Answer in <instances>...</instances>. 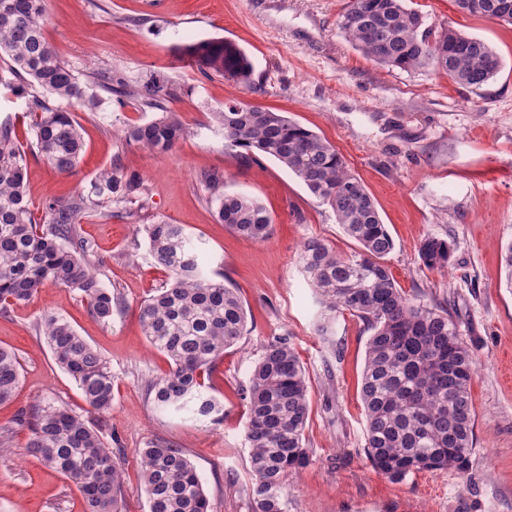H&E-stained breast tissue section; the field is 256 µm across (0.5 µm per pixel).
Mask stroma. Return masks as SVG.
Returning a JSON list of instances; mask_svg holds the SVG:
<instances>
[{"instance_id":"1","label":"stroma","mask_w":512,"mask_h":512,"mask_svg":"<svg viewBox=\"0 0 512 512\" xmlns=\"http://www.w3.org/2000/svg\"><path fill=\"white\" fill-rule=\"evenodd\" d=\"M348 0H47L48 42L97 90L112 71L129 84L158 76L173 91L166 106L191 130L171 151L125 145L119 131L157 117L132 99L103 94L93 112H77L85 142L71 172L61 174L30 151L33 135L22 99L0 85V123H12L28 152L25 181L42 218L46 199L89 186L117 165L137 174L134 204L111 218L84 217L81 233L99 262V278L125 305L98 320L70 289L46 284L30 301L0 314V346L15 351L20 383L0 405V512H86L75 484L26 449L21 412L41 401L88 410L75 381L56 364L36 324L55 315L112 366L107 428L123 471L122 512H149L140 448L164 442L194 465L212 512H252L250 449L243 388L263 345L289 336L310 381L303 443L310 462L289 477L286 512H512V288L504 251L512 242V25L457 11L453 0H407L428 24H449L485 41L498 55L496 77L479 88L457 85L432 68L388 69L341 34ZM224 38L250 56V85L206 77L181 54L183 45ZM230 100L295 120L329 140L373 198L394 243L386 263L399 288L418 303L448 312L477 359L472 382L475 455L466 473L419 472L396 482L372 469L364 453L361 375L371 335L366 323L340 315L332 335L318 332L323 307L298 262L312 238L345 255L357 248L332 209L278 161L247 159L224 143L212 112ZM217 175V185L203 177ZM244 193L273 218V233L254 242L215 215L216 197ZM184 225L200 242L208 268L240 296L247 332L205 375L222 406L220 424L154 406L149 380L169 370L150 347L140 304L162 288L140 228L157 219ZM453 252L442 272L424 267L426 236Z\"/></svg>"}]
</instances>
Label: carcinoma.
<instances>
[{"instance_id":"1","label":"carcinoma","mask_w":512,"mask_h":512,"mask_svg":"<svg viewBox=\"0 0 512 512\" xmlns=\"http://www.w3.org/2000/svg\"><path fill=\"white\" fill-rule=\"evenodd\" d=\"M454 3L462 13L512 24V0ZM44 12L45 0H0V53L8 57L10 79L5 84L16 96L27 80L55 98L51 105L38 95L28 97L25 112L37 154L67 173L84 151L73 108L93 112L101 100L86 91L48 42L41 23ZM338 27L380 66L405 71L432 67L463 87L487 84L501 67L487 43L450 26L427 25L406 0H349ZM183 55L207 77L250 83L252 63L229 40L190 43ZM99 87L162 111L154 120L128 126L122 135L126 145L168 152L188 135L178 116L162 105L172 95L163 80L153 77L132 89L106 72ZM213 118L230 146L287 167L332 209L358 245L343 256L311 239L300 250L299 262L328 312L319 333L331 332L336 313L342 311L358 316L372 331L361 381L364 453L371 467L397 482L423 471L466 472L474 454L470 387L475 355L448 312L421 305L397 287L386 264L394 241L365 186L333 144L280 112L230 101ZM26 165L13 127L1 124L0 312L28 302L51 283L78 291L95 317L110 321L121 301L99 280L78 224L91 213L112 217V206L132 201L140 177L115 165L105 169L87 189L44 202L39 224L25 190ZM216 213L249 240L265 241L272 234L273 220L253 196L219 197ZM143 231L154 265L169 275L165 286L139 307L148 341L171 365L168 374L149 381L148 391L159 409L219 424L222 408L205 392L204 374L247 332L243 303L223 277L209 270L201 246L183 225L160 219ZM419 254L425 267L442 270L448 266L450 246L428 235ZM40 326L56 364L76 381L92 416L52 403L34 405L28 417V453L75 483L88 512H120L123 475L102 432L112 411V369L63 319L50 315ZM19 381L16 354L0 347V404L13 398ZM245 393L253 512H286L288 476L309 463L303 434L310 413L309 378L288 336L264 344ZM140 456L150 512H211L201 478L182 450L156 442Z\"/></svg>"}]
</instances>
